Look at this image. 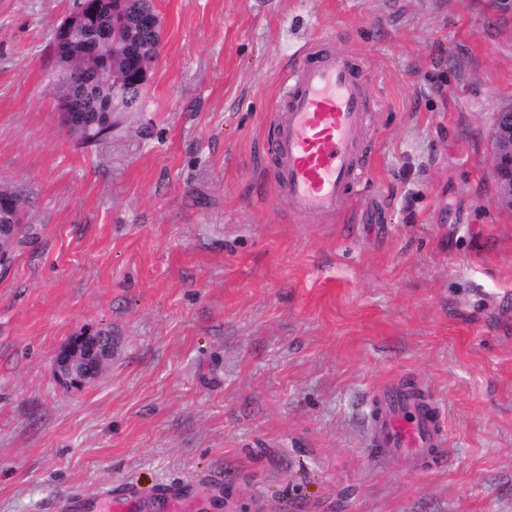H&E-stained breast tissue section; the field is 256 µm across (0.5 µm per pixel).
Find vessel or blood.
<instances>
[{"label":"vessel or blood","mask_w":512,"mask_h":512,"mask_svg":"<svg viewBox=\"0 0 512 512\" xmlns=\"http://www.w3.org/2000/svg\"><path fill=\"white\" fill-rule=\"evenodd\" d=\"M274 133L264 145L274 165L270 177L290 212L331 221L342 215L363 178L367 146L361 129L371 110L367 85L353 55L342 49L310 53L284 77ZM369 446L383 467L399 465L417 476L447 462L444 406L423 390L391 380L369 394ZM156 512H192L189 484L143 486L133 481L107 485L97 496L74 490L58 512H139L143 502Z\"/></svg>","instance_id":"b4317fda"}]
</instances>
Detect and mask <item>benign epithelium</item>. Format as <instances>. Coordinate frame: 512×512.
<instances>
[{
  "label": "benign epithelium",
  "instance_id": "1",
  "mask_svg": "<svg viewBox=\"0 0 512 512\" xmlns=\"http://www.w3.org/2000/svg\"><path fill=\"white\" fill-rule=\"evenodd\" d=\"M88 12L81 5L78 13L63 20L59 25L60 37L54 44V53L63 55L69 48L72 34L79 28H86ZM61 124L69 131L79 134L83 128V114L76 111L70 99L57 102ZM492 176L497 185V203L512 209V105L496 112L492 133ZM0 213L10 219L0 224V264L12 256L17 231L21 224L20 213L13 199L0 195ZM112 356V337L99 333H85L72 338L55 357L58 376L73 385H81L95 379L105 362Z\"/></svg>",
  "mask_w": 512,
  "mask_h": 512
}]
</instances>
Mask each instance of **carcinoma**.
Returning a JSON list of instances; mask_svg holds the SVG:
<instances>
[{
	"mask_svg": "<svg viewBox=\"0 0 512 512\" xmlns=\"http://www.w3.org/2000/svg\"><path fill=\"white\" fill-rule=\"evenodd\" d=\"M148 5L147 0H127L122 17L112 20V0L103 4L104 18L96 30L107 42L103 56L88 58L80 49V41H72L71 56L55 61L50 80L51 88L58 98H71L85 113L87 122L95 124L101 120L100 112L112 97L114 81L128 75V51L137 50L140 58H153L159 52V33L141 27L135 16Z\"/></svg>",
	"mask_w": 512,
	"mask_h": 512,
	"instance_id": "cac0c4a2",
	"label": "carcinoma"
}]
</instances>
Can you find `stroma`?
Segmentation results:
<instances>
[{
    "instance_id": "stroma-1",
    "label": "stroma",
    "mask_w": 512,
    "mask_h": 512,
    "mask_svg": "<svg viewBox=\"0 0 512 512\" xmlns=\"http://www.w3.org/2000/svg\"><path fill=\"white\" fill-rule=\"evenodd\" d=\"M141 104L81 145L51 95L76 0H0V512L204 474L195 512H512V210L490 130L512 102L497 0H154ZM333 36L367 77L353 212L293 214L262 150L287 70ZM111 336L93 382L70 337ZM447 412L450 467H376L366 399ZM8 194L14 198L18 209L23 216L21 197L8 187H0V193ZM13 199L6 195H0V213L6 214L10 224H0V264L8 262L12 256L17 231L21 224L20 213ZM112 356V338L99 333L75 336L55 357L58 376L73 385L95 379Z\"/></svg>"
}]
</instances>
